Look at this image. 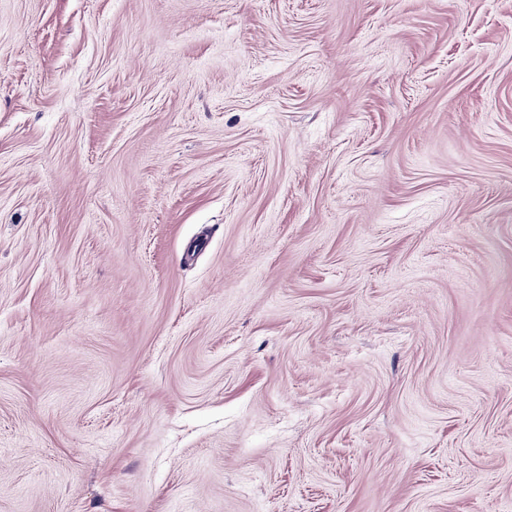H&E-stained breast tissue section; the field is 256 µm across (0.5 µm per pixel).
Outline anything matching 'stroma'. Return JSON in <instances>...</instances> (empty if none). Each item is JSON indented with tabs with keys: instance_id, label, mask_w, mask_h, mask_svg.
<instances>
[{
	"instance_id": "stroma-1",
	"label": "stroma",
	"mask_w": 512,
	"mask_h": 512,
	"mask_svg": "<svg viewBox=\"0 0 512 512\" xmlns=\"http://www.w3.org/2000/svg\"><path fill=\"white\" fill-rule=\"evenodd\" d=\"M0 512H512V0H0Z\"/></svg>"
}]
</instances>
